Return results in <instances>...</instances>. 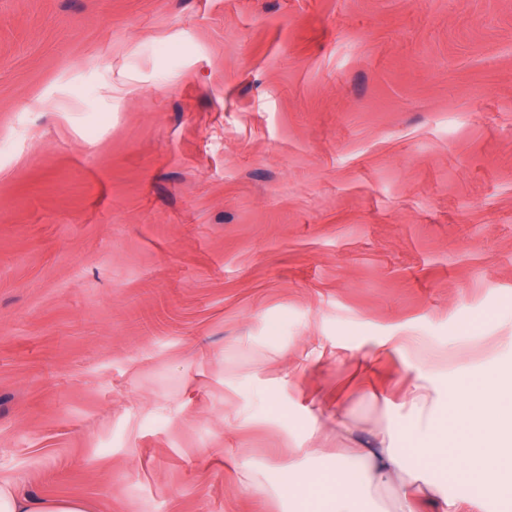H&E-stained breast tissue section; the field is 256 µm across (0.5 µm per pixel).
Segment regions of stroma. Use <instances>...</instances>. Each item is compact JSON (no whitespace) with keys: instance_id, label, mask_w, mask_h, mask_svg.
<instances>
[{"instance_id":"35a3bbf8","label":"stroma","mask_w":512,"mask_h":512,"mask_svg":"<svg viewBox=\"0 0 512 512\" xmlns=\"http://www.w3.org/2000/svg\"><path fill=\"white\" fill-rule=\"evenodd\" d=\"M393 336L512 371V0H0L1 484L301 512L388 425L470 497Z\"/></svg>"}]
</instances>
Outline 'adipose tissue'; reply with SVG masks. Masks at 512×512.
<instances>
[{"mask_svg": "<svg viewBox=\"0 0 512 512\" xmlns=\"http://www.w3.org/2000/svg\"><path fill=\"white\" fill-rule=\"evenodd\" d=\"M512 399V375H501L469 387L432 385L429 373L419 375L402 406L418 420L429 421L437 412L450 414L455 432L435 439L430 453L458 471L472 488L466 499L448 497L419 467H405L392 429L377 431L367 448H354L351 458L365 480L351 483L344 468L336 475L324 499L326 512H367L369 488L389 490L395 512H471L484 499L512 497V423L503 416L505 400ZM0 512H89L79 501L34 499L0 485Z\"/></svg>", "mask_w": 512, "mask_h": 512, "instance_id": "obj_1", "label": "adipose tissue"}]
</instances>
